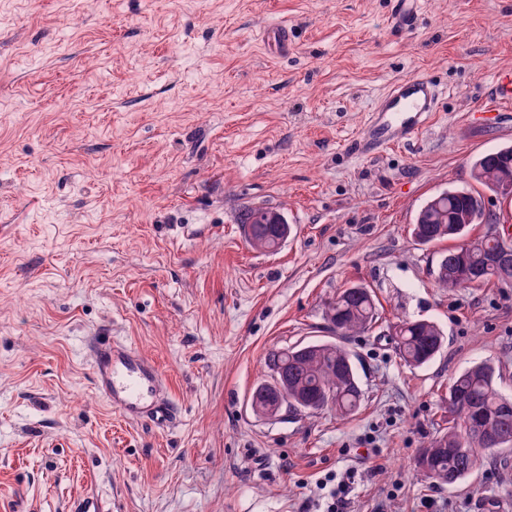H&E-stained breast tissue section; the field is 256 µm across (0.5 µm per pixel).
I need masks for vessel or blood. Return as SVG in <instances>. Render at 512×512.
Returning a JSON list of instances; mask_svg holds the SVG:
<instances>
[{"label":"vessel or blood","instance_id":"obj_1","mask_svg":"<svg viewBox=\"0 0 512 512\" xmlns=\"http://www.w3.org/2000/svg\"><path fill=\"white\" fill-rule=\"evenodd\" d=\"M393 34L417 27L418 0H392ZM438 110L436 86L426 75L394 82L370 111L361 133L351 142L358 156L379 154L387 146L417 137ZM97 392L127 420L170 424L176 417L166 379L156 362L128 343L103 331L89 341Z\"/></svg>","mask_w":512,"mask_h":512}]
</instances>
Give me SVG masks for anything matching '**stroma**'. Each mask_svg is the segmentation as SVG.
<instances>
[{"label":"stroma","mask_w":512,"mask_h":512,"mask_svg":"<svg viewBox=\"0 0 512 512\" xmlns=\"http://www.w3.org/2000/svg\"><path fill=\"white\" fill-rule=\"evenodd\" d=\"M0 0V512H512V451L464 483L416 461L448 385L487 360L512 395V288L448 292L446 243L411 235L434 194L512 142V0ZM288 32L287 46L264 41ZM432 76L434 121L375 157L348 148L393 81ZM280 210L286 244L240 215ZM367 287L379 319L346 340L363 397L266 419L270 352L330 339L324 304ZM436 321L410 368L397 318ZM100 328L154 359L178 409L129 421L97 393ZM391 31L395 35L413 32L417 27L418 0H392ZM269 207L255 206L246 210L240 218L244 233L249 244L263 252H275L286 242L288 235L282 229L288 222L278 211L267 215ZM282 226V227H281Z\"/></svg>","instance_id":"35a3bbf8"}]
</instances>
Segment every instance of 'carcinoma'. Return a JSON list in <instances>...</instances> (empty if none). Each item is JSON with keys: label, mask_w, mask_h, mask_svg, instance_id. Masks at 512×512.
<instances>
[{"label": "carcinoma", "mask_w": 512, "mask_h": 512, "mask_svg": "<svg viewBox=\"0 0 512 512\" xmlns=\"http://www.w3.org/2000/svg\"><path fill=\"white\" fill-rule=\"evenodd\" d=\"M473 180L504 199H512V146L487 152L471 165ZM267 208L255 206L240 218L249 244L263 252H275L288 235L279 224L266 223ZM500 217L486 212L482 195L467 186L450 187L428 200L418 212L412 235L421 244L463 238L472 225L492 228ZM500 247L486 232L441 254L436 281L443 290H459L490 283L512 287V268L489 264ZM325 320L336 341H316L274 352L268 359L269 379L259 382L252 402L264 403L277 383L288 381V403L295 415L310 413L301 400H314L315 410L331 409L346 417L353 415L362 401L350 351L344 340L367 333L378 320V310L370 291L359 285L336 293L325 307ZM399 355L410 367H420L443 348L440 326L425 319L403 317L392 325ZM480 414L479 432L500 439V446H484L470 437L469 411ZM512 448V398L503 394L495 380L494 368L475 363L461 371L448 388V428L422 449L417 463L446 477L451 484L463 482L484 461L498 460V451Z\"/></svg>", "instance_id": "carcinoma-1"}]
</instances>
